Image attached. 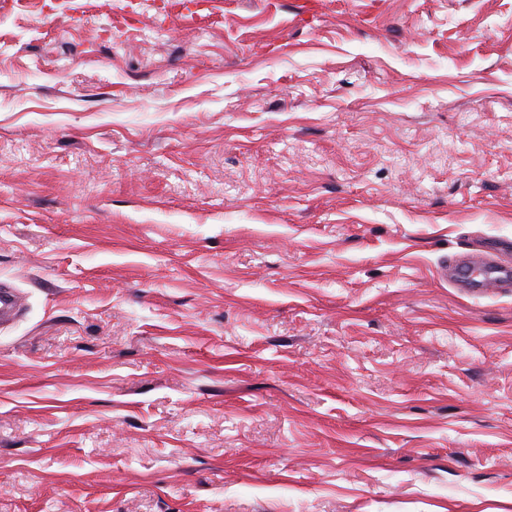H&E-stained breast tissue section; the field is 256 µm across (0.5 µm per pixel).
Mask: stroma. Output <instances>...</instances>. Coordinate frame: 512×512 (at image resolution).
I'll return each instance as SVG.
<instances>
[{
	"label": "stroma",
	"mask_w": 512,
	"mask_h": 512,
	"mask_svg": "<svg viewBox=\"0 0 512 512\" xmlns=\"http://www.w3.org/2000/svg\"><path fill=\"white\" fill-rule=\"evenodd\" d=\"M512 0H0V512H512ZM512 240L493 239L485 250L460 256L452 265L441 268L438 276L463 292L491 295L512 288Z\"/></svg>",
	"instance_id": "stroma-1"
}]
</instances>
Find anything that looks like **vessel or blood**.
I'll return each mask as SVG.
<instances>
[{"instance_id":"1","label":"vessel or blood","mask_w":512,"mask_h":512,"mask_svg":"<svg viewBox=\"0 0 512 512\" xmlns=\"http://www.w3.org/2000/svg\"><path fill=\"white\" fill-rule=\"evenodd\" d=\"M440 279L460 291L491 295L512 287V240H491L486 249L460 256L439 270Z\"/></svg>"}]
</instances>
